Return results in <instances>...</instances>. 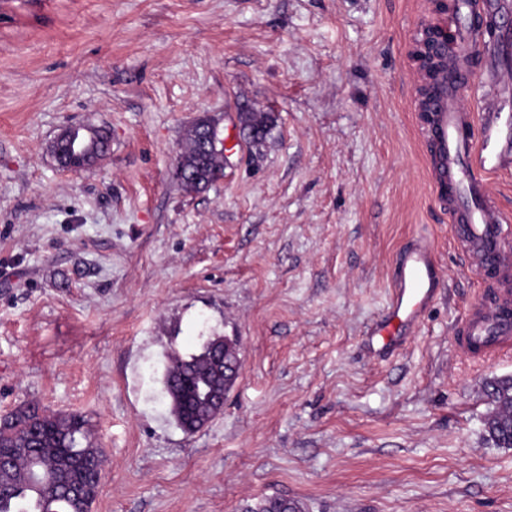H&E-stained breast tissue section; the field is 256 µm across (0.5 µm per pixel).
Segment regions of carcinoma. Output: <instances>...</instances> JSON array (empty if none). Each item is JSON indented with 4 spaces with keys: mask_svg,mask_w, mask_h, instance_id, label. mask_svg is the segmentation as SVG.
<instances>
[{
    "mask_svg": "<svg viewBox=\"0 0 512 512\" xmlns=\"http://www.w3.org/2000/svg\"><path fill=\"white\" fill-rule=\"evenodd\" d=\"M273 119L266 113H246L249 127L259 125L260 135L249 137L261 144ZM212 120L203 119L186 133L180 157L188 191L204 189L224 176V153L207 148ZM218 383L215 366L206 348L188 358L173 350L167 355L163 376L169 414L185 433L199 431V423L213 419L221 405L210 398ZM491 409L485 432L499 448H512V377L494 378L485 384ZM86 420L72 413H48L34 404L16 408L0 420V455L10 457L8 487L0 489V512H90L97 497L102 469L101 451L89 440ZM39 448L36 462L18 452Z\"/></svg>",
    "mask_w": 512,
    "mask_h": 512,
    "instance_id": "obj_1",
    "label": "carcinoma"
}]
</instances>
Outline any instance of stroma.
Wrapping results in <instances>:
<instances>
[{"instance_id": "1", "label": "stroma", "mask_w": 512, "mask_h": 512, "mask_svg": "<svg viewBox=\"0 0 512 512\" xmlns=\"http://www.w3.org/2000/svg\"><path fill=\"white\" fill-rule=\"evenodd\" d=\"M432 0H0V418L78 413L105 457L91 512H512V448L454 350L478 286L427 172L411 56ZM267 112L261 146L239 130ZM214 118L224 176L174 178ZM111 135L64 171L65 127ZM427 234L445 278L417 336L374 357L393 260ZM238 340L195 434L170 418V349ZM96 128L91 127L89 125H78V126H71L63 129L55 138H54V144L55 146L57 142L63 144L65 142L70 141L73 145L74 154L76 156V159L74 160V163H70L67 166V169H78V170H88L92 169L97 165V163L100 161L103 154H86L84 158L82 157V153L84 150H77L75 148V141L77 139V136L79 135L80 138L84 139L86 134H90L91 137L95 135Z\"/></svg>"}]
</instances>
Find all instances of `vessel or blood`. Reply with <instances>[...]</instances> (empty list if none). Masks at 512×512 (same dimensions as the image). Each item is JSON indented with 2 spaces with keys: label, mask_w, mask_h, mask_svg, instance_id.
Segmentation results:
<instances>
[{
  "label": "vessel or blood",
  "mask_w": 512,
  "mask_h": 512,
  "mask_svg": "<svg viewBox=\"0 0 512 512\" xmlns=\"http://www.w3.org/2000/svg\"><path fill=\"white\" fill-rule=\"evenodd\" d=\"M497 23L496 38L482 41L476 20ZM457 44L448 50L447 96L422 125L429 171L438 200L465 257L479 280L493 281L492 296H477L456 329V344L475 358L512 348V215L495 202L492 175L512 170V0H453L448 14ZM480 81L478 110L467 108L462 89ZM443 272L432 238H412L396 255L390 298L369 331L373 353L400 351L420 328L440 295Z\"/></svg>",
  "instance_id": "vessel-or-blood-1"
}]
</instances>
